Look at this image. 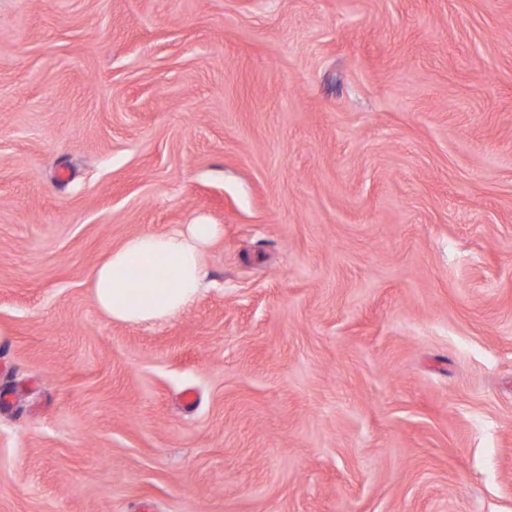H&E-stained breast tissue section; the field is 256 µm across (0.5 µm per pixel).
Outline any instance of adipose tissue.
<instances>
[{
    "label": "adipose tissue",
    "instance_id": "obj_1",
    "mask_svg": "<svg viewBox=\"0 0 512 512\" xmlns=\"http://www.w3.org/2000/svg\"><path fill=\"white\" fill-rule=\"evenodd\" d=\"M216 235V225L192 223L129 237L92 274L97 307L117 323L176 316L211 286L203 256Z\"/></svg>",
    "mask_w": 512,
    "mask_h": 512
}]
</instances>
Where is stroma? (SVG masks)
Returning a JSON list of instances; mask_svg holds the SVG:
<instances>
[{
  "mask_svg": "<svg viewBox=\"0 0 512 512\" xmlns=\"http://www.w3.org/2000/svg\"><path fill=\"white\" fill-rule=\"evenodd\" d=\"M146 501L512 512V0H0V512ZM217 231L216 224L192 223L129 237L93 271L97 307L117 323L176 316L211 286L203 256ZM144 269L153 271L152 278L141 276Z\"/></svg>",
  "mask_w": 512,
  "mask_h": 512,
  "instance_id": "1",
  "label": "stroma"
}]
</instances>
